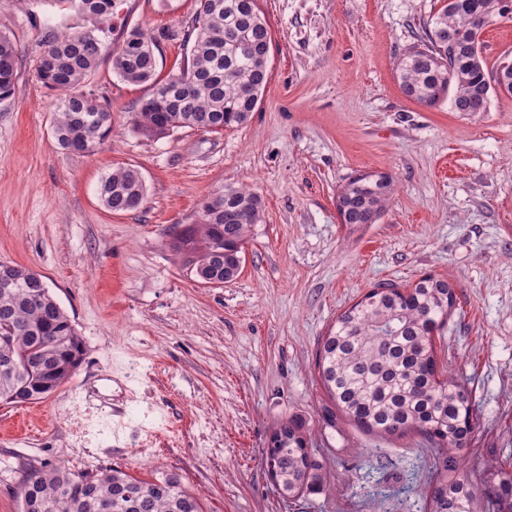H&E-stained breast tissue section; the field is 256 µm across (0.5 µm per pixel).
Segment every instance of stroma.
I'll return each mask as SVG.
<instances>
[{
    "instance_id": "stroma-1",
    "label": "stroma",
    "mask_w": 512,
    "mask_h": 512,
    "mask_svg": "<svg viewBox=\"0 0 512 512\" xmlns=\"http://www.w3.org/2000/svg\"><path fill=\"white\" fill-rule=\"evenodd\" d=\"M443 0H258L269 80L242 126L133 128L146 84L103 58L85 87L112 110L94 153L60 148L56 94L37 78L48 31L93 26L54 0H0L16 48L0 100V261L44 275L83 343L70 381L0 403V512H20L23 473L47 464L137 479L176 474L204 512H426L439 452L417 433L385 438L337 416L315 367L336 318L376 284L447 278L456 309L435 338L440 370L472 390L480 425L468 472L512 460V98L487 111L406 98L396 67ZM199 0H114L110 47L160 36L158 77L183 63ZM141 173L137 210L102 205V177ZM384 173L395 194L374 224L341 223L351 176ZM250 187L262 201L237 277L200 283L173 242L202 198ZM302 424L322 479L284 499L265 464L273 429Z\"/></svg>"
}]
</instances>
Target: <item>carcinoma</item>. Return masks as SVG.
<instances>
[{
  "label": "carcinoma",
  "instance_id": "obj_1",
  "mask_svg": "<svg viewBox=\"0 0 512 512\" xmlns=\"http://www.w3.org/2000/svg\"><path fill=\"white\" fill-rule=\"evenodd\" d=\"M60 6L99 21L112 16L114 0H58ZM512 19V0H444L428 24L426 39L398 63L403 94L426 107L446 98L456 112H485L490 82L502 64L487 66L485 21ZM101 29L73 30L49 37L37 71L39 81L58 92L53 132L65 150L92 153L112 133L108 106L82 90L106 52ZM190 55L177 69L156 76L158 38L131 31L110 52L112 69L124 81L152 85L134 112L136 132L162 138L179 128L218 132L246 123L265 92L271 37L257 0H200L191 28L183 34ZM16 84L13 41L0 34V100ZM395 192L384 174H358L337 196L343 224H375ZM102 205L125 213L142 206L146 185L141 173L120 167L102 177ZM261 201L250 189L228 186L224 196L208 194L199 222L175 232L177 247L203 267L213 244L224 239V267L233 277L249 228L260 220ZM455 305L448 280L426 275L412 285L381 283L343 312L323 337L317 367L330 405L323 420L335 426L336 413L384 436L424 435L439 450L433 481L424 491L428 512H512V469L490 464L498 481L494 497L466 471L462 452L479 426L475 401L465 383L438 370L434 335ZM9 337V357H0V401L30 403L65 384L83 354L82 340L43 276L0 262V337ZM266 465L275 472L283 496H297L320 479L301 425L281 423ZM21 512L36 495L39 512H203L198 499L181 487L177 475L139 480L112 468L75 475L47 466L22 476Z\"/></svg>",
  "mask_w": 512,
  "mask_h": 512
}]
</instances>
